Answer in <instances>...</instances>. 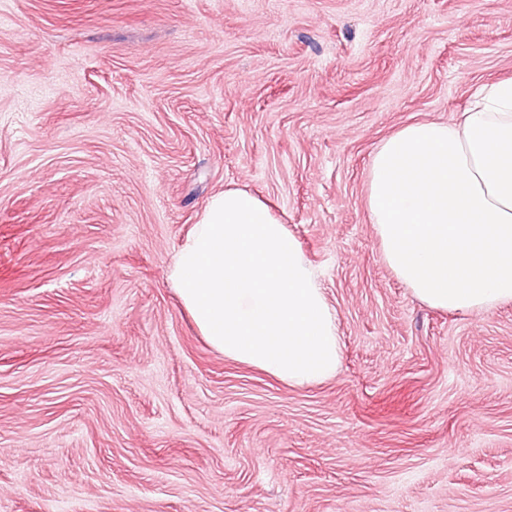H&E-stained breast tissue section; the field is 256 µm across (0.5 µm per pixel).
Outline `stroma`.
<instances>
[{
	"mask_svg": "<svg viewBox=\"0 0 512 512\" xmlns=\"http://www.w3.org/2000/svg\"><path fill=\"white\" fill-rule=\"evenodd\" d=\"M512 78V0H0V512H512V302L385 264L379 142ZM266 202L336 312L290 387L167 278L210 198Z\"/></svg>",
	"mask_w": 512,
	"mask_h": 512,
	"instance_id": "35a3bbf8",
	"label": "stroma"
}]
</instances>
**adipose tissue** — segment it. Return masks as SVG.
Here are the masks:
<instances>
[{
	"label": "adipose tissue",
	"instance_id": "adipose-tissue-1",
	"mask_svg": "<svg viewBox=\"0 0 512 512\" xmlns=\"http://www.w3.org/2000/svg\"><path fill=\"white\" fill-rule=\"evenodd\" d=\"M366 201L385 263L416 299L471 313L512 301V79L482 85L456 122L414 121L382 139ZM168 277L225 358L297 387L335 376L336 313L256 196H214Z\"/></svg>",
	"mask_w": 512,
	"mask_h": 512
}]
</instances>
